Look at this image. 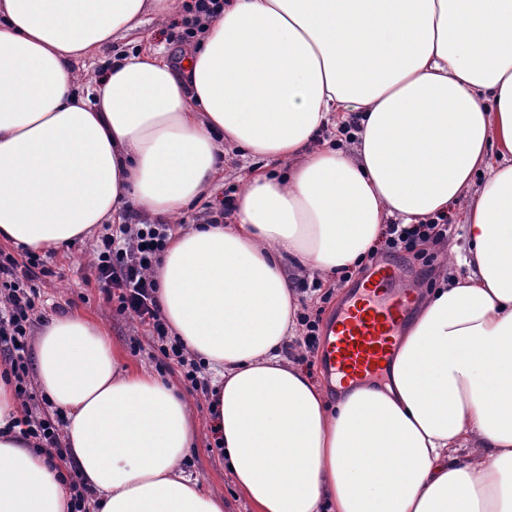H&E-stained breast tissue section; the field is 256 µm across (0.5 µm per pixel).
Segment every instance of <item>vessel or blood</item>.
I'll return each mask as SVG.
<instances>
[{"instance_id": "b4317fda", "label": "vessel or blood", "mask_w": 512, "mask_h": 512, "mask_svg": "<svg viewBox=\"0 0 512 512\" xmlns=\"http://www.w3.org/2000/svg\"><path fill=\"white\" fill-rule=\"evenodd\" d=\"M412 304L389 266L375 268L353 288L320 340L328 384L356 387L381 377Z\"/></svg>"}]
</instances>
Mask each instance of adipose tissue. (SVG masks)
<instances>
[{"instance_id": "ef3b65f1", "label": "adipose tissue", "mask_w": 512, "mask_h": 512, "mask_svg": "<svg viewBox=\"0 0 512 512\" xmlns=\"http://www.w3.org/2000/svg\"><path fill=\"white\" fill-rule=\"evenodd\" d=\"M179 0H0V243L61 250L134 204L170 222L229 151L228 224L172 234L161 313L214 369L210 421L254 512H512V0H224L199 45L94 59ZM352 124L337 147L328 127ZM458 207L462 278L413 305L386 381L330 390L282 356L294 281L352 268L385 224ZM38 385L91 512H224L181 467L187 399L82 313L47 318ZM0 512H69L47 451L4 428Z\"/></svg>"}]
</instances>
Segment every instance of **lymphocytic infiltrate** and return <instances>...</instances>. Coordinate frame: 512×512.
Wrapping results in <instances>:
<instances>
[{
    "instance_id": "obj_1",
    "label": "lymphocytic infiltrate",
    "mask_w": 512,
    "mask_h": 512,
    "mask_svg": "<svg viewBox=\"0 0 512 512\" xmlns=\"http://www.w3.org/2000/svg\"><path fill=\"white\" fill-rule=\"evenodd\" d=\"M449 218L441 214L421 224L387 225L382 247L387 254L402 252L425 259V247L448 238ZM172 231L168 224H121L111 235L101 237L95 247L92 265L95 282L107 302L116 303L120 313L146 325L161 366H180L185 379L196 382L200 361L186 357L178 337L169 333L157 300L153 271L161 260ZM52 271L39 255L25 251L21 256L0 251V355L14 380L21 414L13 425L19 438L35 448L50 450L60 462H67L68 448L63 439L65 421L60 413L32 411L34 401L31 362L37 281Z\"/></svg>"
}]
</instances>
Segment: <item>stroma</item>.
Wrapping results in <instances>:
<instances>
[{
	"instance_id": "obj_1",
	"label": "stroma",
	"mask_w": 512,
	"mask_h": 512,
	"mask_svg": "<svg viewBox=\"0 0 512 512\" xmlns=\"http://www.w3.org/2000/svg\"><path fill=\"white\" fill-rule=\"evenodd\" d=\"M183 29V18L178 13L162 24L147 22L139 32L107 49L100 58L76 61L72 68L78 77L83 78L89 72L101 71L106 61L128 52L158 50L167 57H177L188 46L187 41L182 38ZM260 164L259 158L231 153L219 179L204 196L186 208L179 219L180 225L225 222V197H237L241 188V176ZM105 231V225H97L92 234L76 240L65 252L47 259L46 264L54 270L55 276L40 287L39 310L46 317L72 310L87 313L109 332L113 342L131 364L155 370V349L146 327L118 314L114 306L104 300L96 286L90 268L93 245L97 236ZM377 262L393 266L401 277L402 285L411 289L421 282L431 283L438 274L447 270H454L458 275L466 270L462 263L449 265L446 251L440 249L436 250L435 260L428 267L405 253L396 256L383 253L378 256ZM162 377L184 392L199 423L195 446L183 461V469L197 477L205 488L223 496L224 512H253L250 502L230 483L224 472L223 459L212 448L214 437L210 429L207 395L192 390L190 382L184 379L180 370L164 371Z\"/></svg>"
}]
</instances>
